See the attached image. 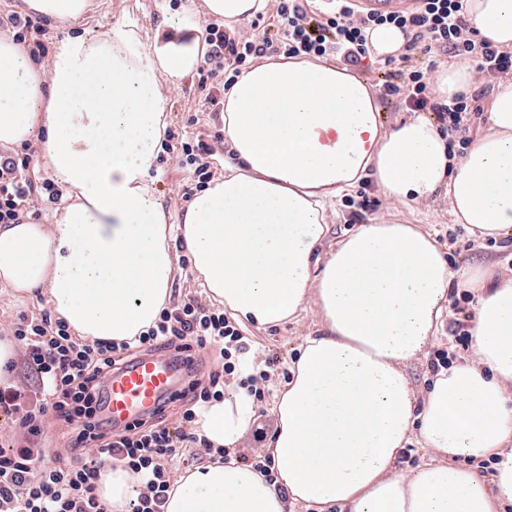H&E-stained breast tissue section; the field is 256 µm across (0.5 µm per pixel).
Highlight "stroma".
<instances>
[{"label": "stroma", "instance_id": "35a3bbf8", "mask_svg": "<svg viewBox=\"0 0 512 512\" xmlns=\"http://www.w3.org/2000/svg\"><path fill=\"white\" fill-rule=\"evenodd\" d=\"M93 9L84 21L75 23L69 29H57L56 40L46 45L47 51H55L59 40L70 35L87 32L102 35L116 25L133 27L144 43H153L158 28L163 27L168 15L183 12L184 9L203 13L202 0H92ZM446 56L438 52H411L408 59L400 57H374L369 67H356V74L367 80L374 88H381L386 76L391 72L428 69L431 65L447 64ZM214 78L206 72L196 70L184 77L176 85H164L168 129L172 134L171 146L179 142L194 141L197 135L213 131L210 112L205 104L208 88L214 85ZM158 201L164 209L169 223H177L182 212L176 204L171 190L174 186L184 185L198 189L199 179L192 168L179 169L161 160L152 173ZM329 231L324 241V249L335 248L337 242L359 225L370 224L386 218L406 221L420 225L435 239L441 253L450 266L463 264L480 265L502 274L512 271V234L505 236L504 246L478 245L467 225L457 223L451 215L448 198L437 195L426 201L397 205L389 201L374 182L363 181L349 195L333 198L328 205ZM245 331L257 342L260 352L277 356L280 365L265 389L262 402L256 403L253 429L247 432L236 446L237 453L250 454L255 447L254 430L265 427L273 430L274 417L272 405L279 388L283 387L290 375L292 363L299 355L300 346L305 337L320 335V318L314 307H306L293 321L276 328H258L246 326ZM452 347L456 362L468 360L472 354V345L457 344L451 336L448 325H441L440 332L432 343L431 350L405 366V372L417 398H425L433 385V376L428 363L434 350Z\"/></svg>", "mask_w": 512, "mask_h": 512}]
</instances>
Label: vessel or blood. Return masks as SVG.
I'll list each match as a JSON object with an SVG mask.
<instances>
[{
  "instance_id": "obj_1",
  "label": "vessel or blood",
  "mask_w": 512,
  "mask_h": 512,
  "mask_svg": "<svg viewBox=\"0 0 512 512\" xmlns=\"http://www.w3.org/2000/svg\"><path fill=\"white\" fill-rule=\"evenodd\" d=\"M181 353L148 354L125 362L109 377L103 412L121 426L152 411L173 394L184 373Z\"/></svg>"
}]
</instances>
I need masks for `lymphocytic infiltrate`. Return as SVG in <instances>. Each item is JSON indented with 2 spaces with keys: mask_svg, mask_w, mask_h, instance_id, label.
I'll return each mask as SVG.
<instances>
[{
  "mask_svg": "<svg viewBox=\"0 0 512 512\" xmlns=\"http://www.w3.org/2000/svg\"><path fill=\"white\" fill-rule=\"evenodd\" d=\"M270 2L274 27L262 33L228 32L222 25L206 24L209 49L202 69L213 75L235 72L247 58L279 53L290 58L336 56L357 66L371 55L367 30L388 25L405 34L407 49L420 44L428 51L436 49L471 60L489 78L512 77V52L477 38L466 19V0H419L416 9L384 13L359 11L353 0H331L324 9L312 8L309 0ZM0 27L19 40L31 32L40 36L42 43L31 55L37 64H47L44 44L54 37L48 20L13 13L0 20ZM384 90L402 98L412 111L435 112L441 133L466 145L470 130L466 94L446 103L435 101L430 75L424 70L395 73ZM223 152L224 136L217 132L210 141L182 144L172 160L183 168L194 166L196 174L208 180L214 175V157ZM38 162L33 143L19 149L0 146L1 225L27 223L31 218L29 197L45 198L51 207L60 202L63 192L52 181L31 178L30 171ZM8 334L22 348L40 397L31 400V391L24 386L0 388V407L16 414L20 428L27 433L23 447L0 450V512H109L96 485L105 463L112 460L121 461L145 484L144 492L129 501L126 512H164L170 489L168 459L184 443L212 453L210 442L193 424L206 404L223 399L225 377L252 351L250 337L232 316L195 297L164 308L156 324L130 342H79L63 319L47 311L20 315L9 325ZM171 348L185 352L192 376L180 395L186 404L183 426L168 427L165 410L160 407L151 422L140 421L113 431L111 422L99 416L98 408L114 366L134 349L164 352ZM207 348L218 353L223 364L203 382L196 377L195 360ZM49 415L66 426L70 457L45 465L39 440Z\"/></svg>",
  "mask_w": 512,
  "mask_h": 512,
  "instance_id": "obj_1",
  "label": "lymphocytic infiltrate"
}]
</instances>
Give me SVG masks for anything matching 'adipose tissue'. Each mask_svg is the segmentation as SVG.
<instances>
[{"mask_svg":"<svg viewBox=\"0 0 512 512\" xmlns=\"http://www.w3.org/2000/svg\"><path fill=\"white\" fill-rule=\"evenodd\" d=\"M477 33L512 45V0H467ZM187 43L144 44L131 28L66 38L49 72L26 42L0 37V144L39 141L66 190L53 223L0 226V283L43 288L54 314L87 341H128L170 298L174 248L213 301L262 328L315 304L323 325L306 337L272 413L273 479L216 460L187 472L165 512H285L287 501L329 512H503L512 504V277L479 266L455 276L419 225H360L320 255L327 204L373 180L395 203L448 196L478 236L512 232V80L499 83L486 133L453 159L434 122L386 127L373 87L326 61L280 59L244 69L224 94L231 160L223 177L168 223L150 180L163 149L164 78L181 79L207 45L192 12L169 21ZM465 62L433 75L437 100L470 91ZM478 296L473 355L441 371L416 407L404 365L429 345L454 278ZM254 414L243 390L208 404L197 429L234 447ZM438 463L404 473L411 436ZM489 462L483 477L468 461ZM141 481L120 462L98 496L125 512ZM287 496H280V489Z\"/></svg>","mask_w":512,"mask_h":512,"instance_id":"obj_1","label":"adipose tissue"}]
</instances>
